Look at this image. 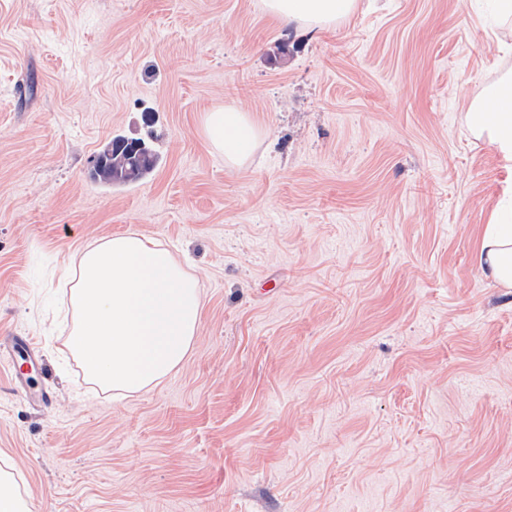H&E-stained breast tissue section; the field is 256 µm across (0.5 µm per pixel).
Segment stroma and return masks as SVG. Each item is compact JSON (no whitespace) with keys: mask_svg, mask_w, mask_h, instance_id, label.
<instances>
[{"mask_svg":"<svg viewBox=\"0 0 512 512\" xmlns=\"http://www.w3.org/2000/svg\"><path fill=\"white\" fill-rule=\"evenodd\" d=\"M512 77L490 0H358L302 33L263 0H0V469L31 512H512V290L474 255L512 162L467 114ZM260 129L225 164L206 112ZM153 131L123 187L88 160ZM167 243L203 293L154 389L56 354L97 238Z\"/></svg>","mask_w":512,"mask_h":512,"instance_id":"stroma-1","label":"stroma"}]
</instances>
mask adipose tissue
<instances>
[{
	"label": "adipose tissue",
	"mask_w": 512,
	"mask_h": 512,
	"mask_svg": "<svg viewBox=\"0 0 512 512\" xmlns=\"http://www.w3.org/2000/svg\"><path fill=\"white\" fill-rule=\"evenodd\" d=\"M356 0H264L276 18L314 30L348 16ZM473 133L512 161V84L489 91L469 113ZM203 132L226 164H244L260 131L234 107L205 114ZM476 264L503 288H512V223L484 228ZM71 326L66 351L88 383L116 396L155 388L188 355L203 298L198 279L161 241L135 233L88 243L66 265Z\"/></svg>",
	"instance_id": "ef3b65f1"
}]
</instances>
